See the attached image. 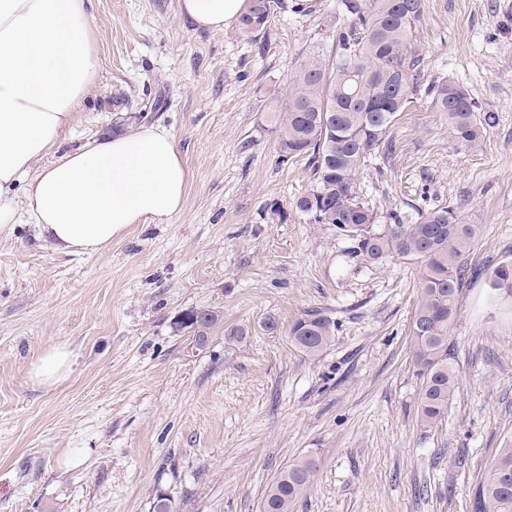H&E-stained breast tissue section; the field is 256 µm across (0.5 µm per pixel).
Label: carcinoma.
<instances>
[{
  "mask_svg": "<svg viewBox=\"0 0 512 512\" xmlns=\"http://www.w3.org/2000/svg\"><path fill=\"white\" fill-rule=\"evenodd\" d=\"M239 21L242 35L256 40L279 0H248ZM349 22L333 35L334 57L313 56L298 67L288 103L275 122L277 162L304 160L315 184L293 203L310 224H321L347 243L346 254L371 264L389 259L419 266V300L410 326L411 358L421 380L418 412L422 424L442 422L453 403L458 375L449 347L457 302L469 271L466 256L478 234L446 208L381 216L362 202L356 173L371 156L388 154L390 130L412 103L420 79V58L411 49L412 27L423 0H374L366 10L357 0H342ZM437 110L448 117L455 137L476 143L494 117L480 115L463 88L443 80L430 88ZM493 299L512 307V258L484 273ZM218 325L210 311H190L180 321L193 336H209ZM336 322L319 311H303L288 326L291 343L316 356L332 342ZM316 471L315 461L299 460L267 487L264 512H291ZM472 512H512V436L488 464L474 493Z\"/></svg>",
  "mask_w": 512,
  "mask_h": 512,
  "instance_id": "obj_1",
  "label": "carcinoma"
}]
</instances>
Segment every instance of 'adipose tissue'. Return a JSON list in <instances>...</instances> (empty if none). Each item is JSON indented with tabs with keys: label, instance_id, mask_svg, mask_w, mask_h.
I'll return each instance as SVG.
<instances>
[{
	"label": "adipose tissue",
	"instance_id": "adipose-tissue-1",
	"mask_svg": "<svg viewBox=\"0 0 512 512\" xmlns=\"http://www.w3.org/2000/svg\"><path fill=\"white\" fill-rule=\"evenodd\" d=\"M247 0H179L194 27L223 31ZM94 22L86 0H0V233L30 218L64 254H103L130 225L181 212L191 173L172 134L140 126L90 139L48 167L94 85ZM66 346L31 367L51 388L70 374Z\"/></svg>",
	"mask_w": 512,
	"mask_h": 512
}]
</instances>
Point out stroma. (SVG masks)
<instances>
[{
  "label": "stroma",
  "mask_w": 512,
  "mask_h": 512,
  "mask_svg": "<svg viewBox=\"0 0 512 512\" xmlns=\"http://www.w3.org/2000/svg\"><path fill=\"white\" fill-rule=\"evenodd\" d=\"M258 42L237 26L193 28L179 0H89L97 71L61 153L139 125L168 130L191 172L180 213L133 224L102 255L64 254L31 224L0 235V512H262L289 464L317 469L292 512H471L475 488L512 436V310L484 281L452 325L459 372L441 424L423 426L409 327L416 264L375 266L296 213L315 182L277 163L275 114L304 61L330 55L341 0H282ZM411 46L421 91L393 152L357 189L379 214L445 207L479 228L472 265L512 256V0H424ZM448 80L495 120L458 141L428 87ZM161 111H151L155 97ZM318 309L336 335L309 357L289 324ZM209 310L205 347L176 326ZM65 345L52 388L32 364ZM74 364L73 353L59 345L47 350L31 367L29 378L33 384L51 388L64 381Z\"/></svg>",
  "instance_id": "obj_1"
}]
</instances>
